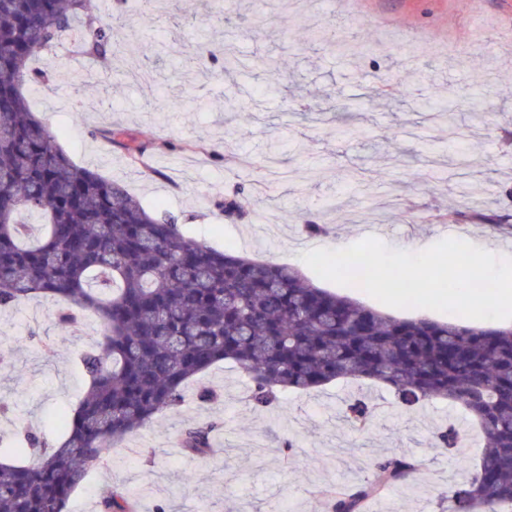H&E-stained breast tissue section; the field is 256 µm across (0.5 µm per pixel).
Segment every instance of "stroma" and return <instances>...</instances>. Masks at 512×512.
<instances>
[{"label": "stroma", "mask_w": 512, "mask_h": 512, "mask_svg": "<svg viewBox=\"0 0 512 512\" xmlns=\"http://www.w3.org/2000/svg\"><path fill=\"white\" fill-rule=\"evenodd\" d=\"M123 8L129 20L117 36L125 53L105 63L79 51L80 29L63 34L54 51L32 62L54 79L29 90L31 109L75 163L123 184L147 209L175 215L186 236L288 264L317 287L373 307L376 299L363 289L313 276L302 260L300 213L325 211L329 232L317 237L318 247L345 248L378 225L387 247L416 253L443 238L429 215L465 206L472 187L480 189L482 208L512 206L503 193L512 187V142L504 140L512 133V0H239L241 19L232 27L202 0H179L150 27L139 16L149 0H124ZM415 36L442 53L420 56L411 70L406 56ZM224 41L240 57L272 59L280 82L257 70L214 73L201 50ZM159 49L155 83L119 80ZM479 90L495 120L457 115L470 131L468 177L425 181V170L454 171L457 156L422 103ZM151 101L158 111H148ZM96 127L112 130L113 140L92 138ZM164 140L173 150L159 149ZM274 141L288 170L284 181L270 174ZM187 142L212 145L216 155L183 151ZM140 148L144 168L129 162ZM355 166L372 177L366 191L346 185ZM240 187L253 205L247 219L231 223L218 202ZM54 308L53 300L33 297L0 311V396L13 408L0 418V448L19 447L30 429L57 440L83 395L77 356L95 345L98 326L90 316L79 329L60 328ZM201 386L218 390V401L199 403ZM249 386L248 374L230 361L199 375L180 406L113 448L64 512H100L101 494L113 486L133 496L138 512H327L323 489L360 484L376 458L390 455L411 458L419 469L363 512H440V496L468 478L483 450L474 423L445 400L407 407L387 388L341 380L257 408ZM356 396L374 407L364 430L345 417ZM210 422L216 452L174 445L182 428ZM448 424L460 433L452 453L431 445ZM287 441L298 463L284 457Z\"/></svg>", "instance_id": "obj_1"}]
</instances>
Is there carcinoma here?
<instances>
[{
	"label": "carcinoma",
	"instance_id": "obj_1",
	"mask_svg": "<svg viewBox=\"0 0 512 512\" xmlns=\"http://www.w3.org/2000/svg\"><path fill=\"white\" fill-rule=\"evenodd\" d=\"M77 22L85 54L120 52L121 16L103 21L89 0H0V309L39 294L55 299L59 327H77L84 312L100 327V340L80 356L86 388L66 436L50 443L29 432L27 447L13 454L30 460L0 462V512H63L112 447L180 405L188 381L225 360L249 375L257 407L335 380L385 385L407 405H460L485 448L471 477L443 495L446 512H512V325L392 317L313 286L287 264L189 239L174 217L146 210L122 184L74 163L32 113L25 87L47 82L30 64ZM430 109L462 136L448 101ZM249 206L242 191L222 202L231 221ZM24 213L39 215L41 237L28 238ZM444 220L497 228L512 214L452 212ZM372 416L364 399L347 406L357 429ZM212 430L189 427L175 442L206 454ZM458 444L456 429L446 427L431 447ZM416 470L405 458H378L356 489L323 495L330 512H361L365 500ZM101 505L135 512L119 487L107 489Z\"/></svg>",
	"mask_w": 512,
	"mask_h": 512
}]
</instances>
